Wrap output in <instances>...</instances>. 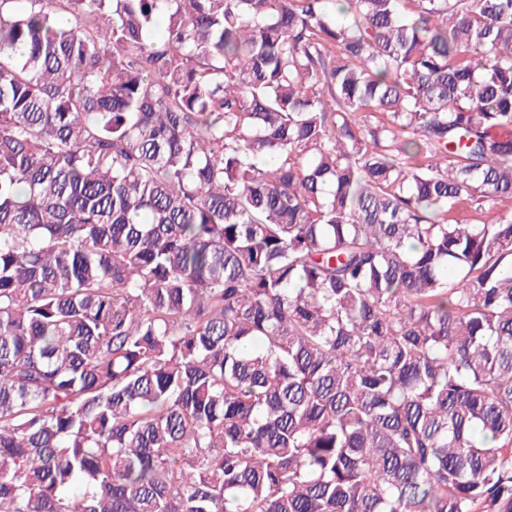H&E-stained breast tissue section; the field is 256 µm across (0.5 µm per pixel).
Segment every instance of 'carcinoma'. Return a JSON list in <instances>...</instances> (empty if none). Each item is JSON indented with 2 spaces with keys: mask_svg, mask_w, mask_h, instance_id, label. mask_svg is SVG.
Masks as SVG:
<instances>
[{
  "mask_svg": "<svg viewBox=\"0 0 512 512\" xmlns=\"http://www.w3.org/2000/svg\"><path fill=\"white\" fill-rule=\"evenodd\" d=\"M0 512H512V0H0Z\"/></svg>",
  "mask_w": 512,
  "mask_h": 512,
  "instance_id": "cac0c4a2",
  "label": "carcinoma"
}]
</instances>
